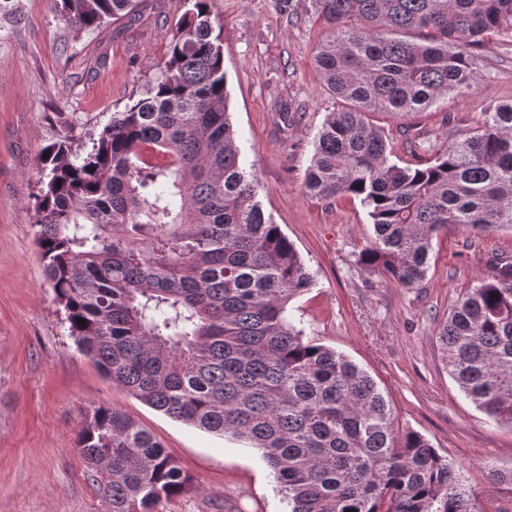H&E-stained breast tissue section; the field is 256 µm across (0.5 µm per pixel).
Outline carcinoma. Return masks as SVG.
<instances>
[{
    "mask_svg": "<svg viewBox=\"0 0 512 512\" xmlns=\"http://www.w3.org/2000/svg\"><path fill=\"white\" fill-rule=\"evenodd\" d=\"M55 2L64 21L98 32L138 0ZM188 5L160 76L112 113L91 149L60 142L41 159L36 242L70 336L141 402L258 450L289 512H483L454 466L399 425L367 372L290 318L288 304L314 277L265 216L257 174L242 167L213 0ZM314 5L325 28L314 61L345 108L325 117L305 186L368 210L375 236L358 263L411 287L448 225L512 234V101L425 167L391 161L370 121L467 88L469 50L512 31V0ZM20 19L21 0H0V28ZM150 151L170 160L153 163ZM438 342L465 396L512 428L511 258H495L457 298ZM77 446L111 512H153L190 483L114 406H87ZM488 480L512 494V469L492 468Z\"/></svg>",
    "mask_w": 512,
    "mask_h": 512,
    "instance_id": "obj_1",
    "label": "carcinoma"
}]
</instances>
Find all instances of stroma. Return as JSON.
I'll return each instance as SVG.
<instances>
[{
    "label": "stroma",
    "instance_id": "1",
    "mask_svg": "<svg viewBox=\"0 0 512 512\" xmlns=\"http://www.w3.org/2000/svg\"><path fill=\"white\" fill-rule=\"evenodd\" d=\"M23 19L0 30V512H110L76 445L80 412L121 409L149 430L190 477L157 512H288L259 452L145 405L107 379L69 335L43 274L32 195L50 145L91 141L169 58L186 0H140L103 32L68 26L54 0H22ZM224 25L229 110L243 164L260 181L265 214L295 245L315 286L289 305L307 335L375 381L401 427L421 433L480 493L484 512L512 502L488 467L512 468V428L490 421L441 360L437 329L458 295L512 256V235L476 237L458 224L433 241L425 278L405 288L361 267L373 226L359 200H321L304 186L313 141L341 110L314 64L325 29L312 0H214ZM461 95L402 117L372 114L393 161L423 165L512 100V33L472 49Z\"/></svg>",
    "mask_w": 512,
    "mask_h": 512
}]
</instances>
